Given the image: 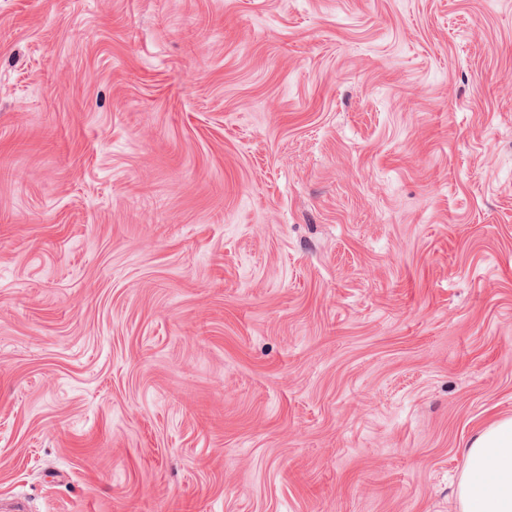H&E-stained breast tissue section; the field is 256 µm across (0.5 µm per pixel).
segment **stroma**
<instances>
[{"mask_svg":"<svg viewBox=\"0 0 512 512\" xmlns=\"http://www.w3.org/2000/svg\"><path fill=\"white\" fill-rule=\"evenodd\" d=\"M512 418V0H0V499L461 512Z\"/></svg>","mask_w":512,"mask_h":512,"instance_id":"1","label":"stroma"}]
</instances>
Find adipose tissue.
Here are the masks:
<instances>
[{
    "mask_svg": "<svg viewBox=\"0 0 512 512\" xmlns=\"http://www.w3.org/2000/svg\"><path fill=\"white\" fill-rule=\"evenodd\" d=\"M457 496L461 512H512V418L491 422L468 442Z\"/></svg>",
    "mask_w": 512,
    "mask_h": 512,
    "instance_id": "obj_1",
    "label": "adipose tissue"
}]
</instances>
